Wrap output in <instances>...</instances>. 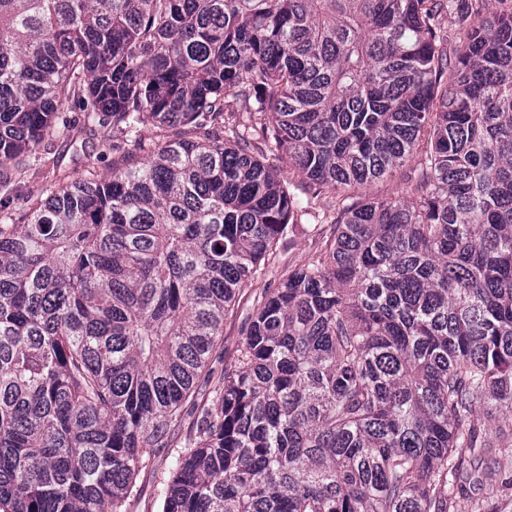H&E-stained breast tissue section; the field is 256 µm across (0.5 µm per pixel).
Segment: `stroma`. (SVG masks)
<instances>
[{"label":"stroma","mask_w":512,"mask_h":512,"mask_svg":"<svg viewBox=\"0 0 512 512\" xmlns=\"http://www.w3.org/2000/svg\"><path fill=\"white\" fill-rule=\"evenodd\" d=\"M159 142L157 129L142 131L141 146L123 144L122 138L110 125L96 126L82 147L72 148L64 140H56L48 154L37 163L29 161L11 165L0 171L14 190L11 207L15 214L27 211L41 195L44 186L53 181L58 172L70 177H81L91 170L104 178L110 176L113 166L143 162ZM321 246V239L312 225H297L277 243L273 256L262 274L249 278L237 292L233 310L224 319V334L208 365L196 383V393L188 400L180 419L172 424L168 446L151 458L137 479V492L126 503L127 512H161L166 484L184 448L190 447L196 437V422L204 410L216 407L215 392L223 385L224 372L234 365L243 342L242 325L253 314L256 300L266 288L277 287L282 275L291 268L311 261ZM485 461H472L467 470L457 474L448 484L455 498L458 512H512V468L476 486L474 479L485 469Z\"/></svg>","instance_id":"1"}]
</instances>
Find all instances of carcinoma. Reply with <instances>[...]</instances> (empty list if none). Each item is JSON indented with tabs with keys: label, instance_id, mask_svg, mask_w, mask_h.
<instances>
[{
	"label": "carcinoma",
	"instance_id": "1",
	"mask_svg": "<svg viewBox=\"0 0 512 512\" xmlns=\"http://www.w3.org/2000/svg\"><path fill=\"white\" fill-rule=\"evenodd\" d=\"M95 123L175 136L0 216V512H126L240 284L318 223L255 135L344 199L162 512H448V464L494 447L471 418L512 416V9L0 0V169ZM417 151L407 195H350Z\"/></svg>",
	"mask_w": 512,
	"mask_h": 512
}]
</instances>
